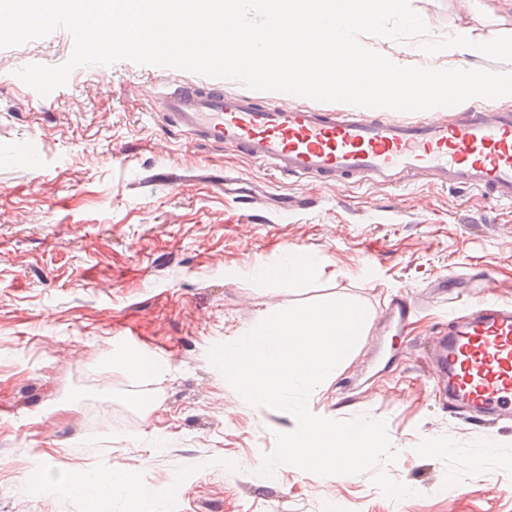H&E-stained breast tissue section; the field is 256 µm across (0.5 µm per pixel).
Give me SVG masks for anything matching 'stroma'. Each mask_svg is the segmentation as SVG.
<instances>
[{
	"label": "stroma",
	"instance_id": "stroma-1",
	"mask_svg": "<svg viewBox=\"0 0 512 512\" xmlns=\"http://www.w3.org/2000/svg\"><path fill=\"white\" fill-rule=\"evenodd\" d=\"M438 40L512 35V0H411ZM365 46L444 69L448 56L367 35ZM63 29L0 48V512H88L60 470L120 468L154 512H512V420L488 429L449 412L426 369L427 341L488 273L512 301V203L412 181L324 188L190 143L155 108L183 71L121 60L76 68L47 96L16 77L69 60ZM320 265L303 283L255 279L289 251ZM447 281L391 336L399 294ZM353 299L370 314L359 351L311 393L329 419L384 421L390 499L370 474L257 473L283 410L249 405L209 348L273 307ZM161 356L141 378L117 366L129 344Z\"/></svg>",
	"mask_w": 512,
	"mask_h": 512
}]
</instances>
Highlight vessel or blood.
Returning <instances> with one entry per match:
<instances>
[{
	"label": "vessel or blood",
	"mask_w": 512,
	"mask_h": 512,
	"mask_svg": "<svg viewBox=\"0 0 512 512\" xmlns=\"http://www.w3.org/2000/svg\"><path fill=\"white\" fill-rule=\"evenodd\" d=\"M159 107L194 141L221 145L325 187H391L406 177L512 202V111L497 106L411 120L361 111L260 104L220 79L166 86ZM448 321L431 345L448 406L495 423L512 417V305L489 295Z\"/></svg>",
	"instance_id": "obj_1"
}]
</instances>
